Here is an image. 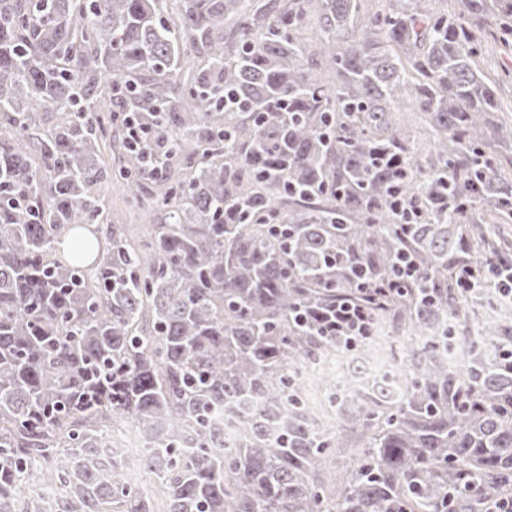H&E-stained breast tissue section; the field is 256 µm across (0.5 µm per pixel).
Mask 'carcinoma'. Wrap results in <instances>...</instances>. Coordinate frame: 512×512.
Wrapping results in <instances>:
<instances>
[{"mask_svg":"<svg viewBox=\"0 0 512 512\" xmlns=\"http://www.w3.org/2000/svg\"><path fill=\"white\" fill-rule=\"evenodd\" d=\"M0 0V512H492L512 497V307L478 328L466 261H512L496 119L512 74L480 69L512 40V0ZM315 12L322 38L302 37ZM153 137L128 142L113 104ZM429 129L421 155L394 114ZM129 198L163 222L133 240L96 185L104 145ZM418 224L402 230L414 214ZM74 241L69 260L59 244ZM419 279L368 302L399 343L400 387L328 380L315 428L296 372L343 353L313 317L382 281L401 251ZM485 350L460 363L455 345ZM240 410L236 447L218 420ZM191 420L190 443L165 427ZM112 442L103 464L97 448ZM355 459L324 474L332 452Z\"/></svg>","mask_w":512,"mask_h":512,"instance_id":"cac0c4a2","label":"carcinoma"}]
</instances>
